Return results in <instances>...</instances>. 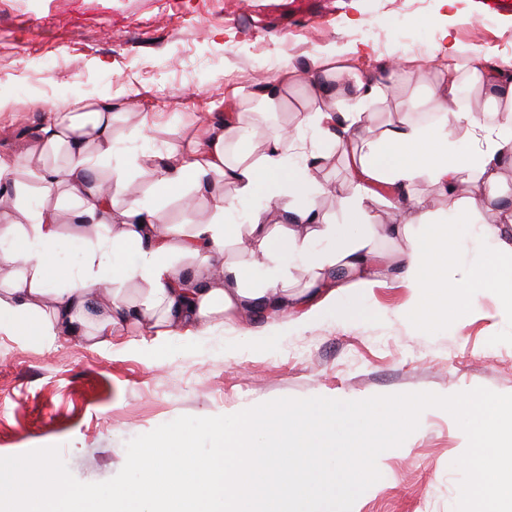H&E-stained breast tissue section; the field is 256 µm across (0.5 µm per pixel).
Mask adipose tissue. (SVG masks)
<instances>
[{
    "instance_id": "obj_1",
    "label": "adipose tissue",
    "mask_w": 512,
    "mask_h": 512,
    "mask_svg": "<svg viewBox=\"0 0 512 512\" xmlns=\"http://www.w3.org/2000/svg\"><path fill=\"white\" fill-rule=\"evenodd\" d=\"M434 54L448 61L447 67L424 70L439 114L436 124L404 122L373 133L371 105L381 94L380 85L362 80L349 64H337L335 53L321 50L311 55L307 68L286 65L258 87L252 100H239L235 114L213 126L208 139L191 141L185 151L170 150L155 166L135 157L129 167L117 166L108 174L99 161L112 150V96H76L55 104L59 117L42 127L39 147L0 158V204L20 197L21 179L27 176L38 181L44 198L58 194L75 203L74 222L108 227L112 234L87 249L80 273L54 280L49 268L60 236L55 208L18 206L9 212L0 207V266L10 269L7 281L0 282V333L12 335L32 326L48 344L70 336L106 346L113 330L131 319L167 336L179 330L206 331L245 320L251 313L286 315L316 298L332 304L345 289L334 277L339 269L354 276L357 284H366L376 267L366 235L375 221L367 194L338 199L339 207L355 214L366 228L363 234L348 235L339 225L323 222L315 203L290 207L289 195L297 193L309 173L289 168L288 158L300 154L309 161L320 159L316 145L276 124L266 130V149L259 159L249 160L240 148L254 135L256 111H276L286 89L300 86L313 103L304 115L305 124L326 135L335 129L346 136L356 170L368 180L392 186L410 223L429 221L414 192L425 175L451 196L458 185H465L466 207L479 211L498 184L500 160L512 156V59L490 69L479 54L445 39ZM452 71L465 73L473 87L486 90L498 121L485 149L463 162L451 154L452 139L484 130L485 123L478 113L459 105L458 86L448 79ZM130 167L151 176L162 194L191 186L207 201L206 220L188 232L172 224L164 208L132 191L126 174ZM228 185L233 195L225 194ZM261 190L267 203L248 223H225L224 213L235 200ZM230 238L252 254L301 258L307 276L304 291L290 293L287 277L276 266L257 287H244L240 263L224 251ZM456 249L454 234L439 224L427 241L416 243L402 257L403 273L414 292L409 311L414 323L423 326L455 316L472 305L483 288L500 290L512 303L511 259L487 258L457 279L432 276V269ZM119 251L132 254V261L116 262ZM178 256L191 257L194 271H180L174 263ZM132 284L141 287L133 297L128 294Z\"/></svg>"
}]
</instances>
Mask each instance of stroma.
<instances>
[{
    "label": "stroma",
    "mask_w": 512,
    "mask_h": 512,
    "mask_svg": "<svg viewBox=\"0 0 512 512\" xmlns=\"http://www.w3.org/2000/svg\"><path fill=\"white\" fill-rule=\"evenodd\" d=\"M0 0V157L38 138L54 103L80 93L134 92V108L117 109L112 154L103 171L130 155L184 148L230 107L233 90L249 93L285 63L305 65L320 50L351 57L367 79L387 83L374 130L401 117L397 106L427 96L414 61H426L450 34L487 64L512 58V0L486 11L482 0ZM423 113H432L426 103ZM324 160L304 194L326 221L357 229L336 198L355 182L347 148L323 141ZM416 192L430 223L452 227L459 247L448 269L478 266L498 250L480 213H462L424 177ZM389 190L375 188L379 223L373 245L388 265L356 296L337 294L309 325L256 317L252 335L227 322L200 336L157 337L131 322L106 347L69 336L46 347L34 336L0 334V457L57 446L70 473L84 483L113 478L126 444L179 416L231 415L277 398L366 399L375 395L484 387L512 394V310L482 291L460 316L423 328L406 312L413 301L399 259L430 233L394 212ZM98 235L62 222L52 272L77 271ZM353 309L350 318L337 308ZM462 434L435 408L416 434L382 453L381 478L353 512H454Z\"/></svg>",
    "instance_id": "obj_1"
}]
</instances>
